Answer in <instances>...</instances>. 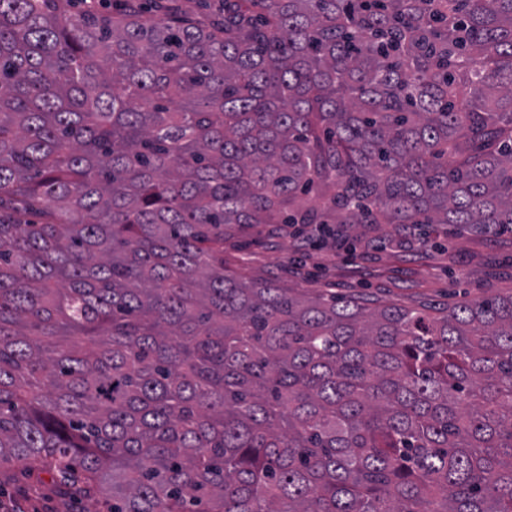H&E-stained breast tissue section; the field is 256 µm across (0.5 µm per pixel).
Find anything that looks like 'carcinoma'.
<instances>
[{"label":"carcinoma","mask_w":512,"mask_h":512,"mask_svg":"<svg viewBox=\"0 0 512 512\" xmlns=\"http://www.w3.org/2000/svg\"><path fill=\"white\" fill-rule=\"evenodd\" d=\"M249 224L512 232V0H0V466L108 512H512V294L258 285Z\"/></svg>","instance_id":"obj_1"}]
</instances>
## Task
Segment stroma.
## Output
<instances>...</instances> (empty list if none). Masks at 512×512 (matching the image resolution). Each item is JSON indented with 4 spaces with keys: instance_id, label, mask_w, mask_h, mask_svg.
<instances>
[{
    "instance_id": "1",
    "label": "stroma",
    "mask_w": 512,
    "mask_h": 512,
    "mask_svg": "<svg viewBox=\"0 0 512 512\" xmlns=\"http://www.w3.org/2000/svg\"><path fill=\"white\" fill-rule=\"evenodd\" d=\"M400 224H349V238H373L380 250L347 255L322 250L324 270L305 264L284 224H253L224 239V267L253 283H271L297 291L363 294L378 304L417 306L442 303L451 293L476 298L486 292L512 293V235L476 237L464 230L437 236L435 243L400 249L392 238ZM0 495L18 501L23 512H100L101 497L64 496L48 475L14 465Z\"/></svg>"
}]
</instances>
